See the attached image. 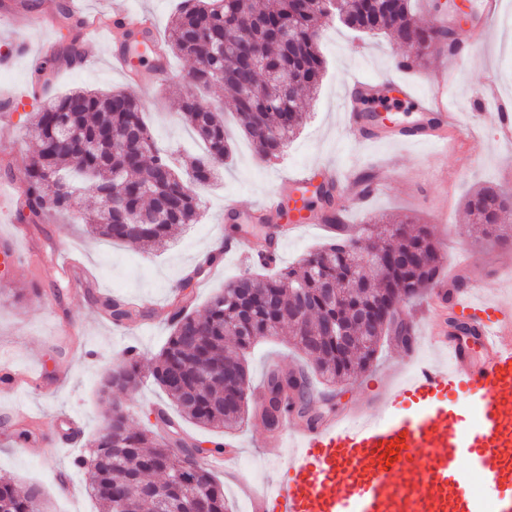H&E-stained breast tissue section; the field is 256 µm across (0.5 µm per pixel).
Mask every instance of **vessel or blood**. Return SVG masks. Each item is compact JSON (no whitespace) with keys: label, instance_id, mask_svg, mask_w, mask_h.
Returning <instances> with one entry per match:
<instances>
[{"label":"vessel or blood","instance_id":"1","mask_svg":"<svg viewBox=\"0 0 512 512\" xmlns=\"http://www.w3.org/2000/svg\"><path fill=\"white\" fill-rule=\"evenodd\" d=\"M112 27L149 45L156 83L168 81L171 65L151 14L126 11ZM111 61L126 79L138 76L141 62L127 41L113 40ZM429 79L428 95L417 99L422 119L390 127L363 109L376 84L346 79L341 108L348 128L366 142L459 146L465 136L448 109L446 78L436 69ZM483 291L438 284L433 307L448 308L469 335L452 338L444 327L428 332L444 360L412 356V373L380 387V412L352 408L310 426L287 414L279 479L261 488L240 481L253 512H512V302H480ZM474 342L481 358L472 356ZM460 389L470 395L462 413L448 399Z\"/></svg>","mask_w":512,"mask_h":512}]
</instances>
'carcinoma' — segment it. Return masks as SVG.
<instances>
[{
    "label": "carcinoma",
    "instance_id": "carcinoma-1",
    "mask_svg": "<svg viewBox=\"0 0 512 512\" xmlns=\"http://www.w3.org/2000/svg\"><path fill=\"white\" fill-rule=\"evenodd\" d=\"M328 14L327 0H180L177 15L167 32V48L198 64L192 76L197 88L221 87L234 99L239 125L254 139L259 153L276 159L302 126L305 112L300 93L319 87L323 60L318 25ZM342 23L355 31H383L394 39L416 44L418 53L451 50L461 37L457 25L445 29L415 24L411 0H348ZM250 35L262 63L247 70L231 63L224 45ZM184 118L206 146V157L191 170L181 171L167 151L160 148L143 120L142 102L124 92L95 94L79 91L55 98L33 113L28 133L34 140V156L17 195V215L28 224L44 223L48 213L68 215L82 191L79 179L100 201L97 213L84 216L91 231L105 239L153 243L165 248L174 232L198 223L200 201L195 188L208 185L215 167L231 157L224 133V115L201 105L188 91L179 100ZM489 192L481 188L465 207L481 234L504 248L512 247V194L499 195L495 210L482 207ZM313 197L325 219L336 221L340 194L323 182ZM405 217L394 224L367 228L370 249L392 250L409 258L406 268L376 266L363 254L358 241L343 232H330L328 240L309 252L295 266L278 274L248 272L225 285L201 313L193 311L195 289L214 266L204 260L191 275L182 278L168 301L171 332L164 347L148 364L138 351H127L123 365L107 373L102 388L121 393L136 390L143 381L142 367L164 391L181 417L212 431H231L248 417L250 396L236 401L227 394L224 379L199 377L203 368L223 367L250 388L245 353L260 340L277 336L284 325L293 328V345L311 362L312 370L292 373L270 369L264 379L261 405L254 416L270 430L280 427L283 414L296 410L306 417L312 408V377L335 385L366 369L377 357L382 340L392 334L399 304L419 296L437 279L443 257L430 230L399 234L398 225L412 224ZM342 288L345 306L338 309L323 290ZM115 324L145 318L150 312L122 298L96 299ZM370 302L388 304L371 324V338L343 355L326 337L325 325L336 319L361 336L354 313ZM112 428L94 440L97 461L78 456L74 465L86 470L90 493L106 512H113V498L136 492L134 512H161V502L140 489L147 477L162 474L169 484L168 512H181L189 496L199 494L208 512H228L224 488L213 472L199 462L195 446L182 440L173 453L165 426L175 421L156 412L155 430L128 424L124 407H112ZM0 506L4 512H45L42 494L35 487L0 481Z\"/></svg>",
    "mask_w": 512,
    "mask_h": 512
}]
</instances>
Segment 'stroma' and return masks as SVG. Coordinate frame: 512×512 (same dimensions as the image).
<instances>
[{
	"label": "stroma",
	"mask_w": 512,
	"mask_h": 512,
	"mask_svg": "<svg viewBox=\"0 0 512 512\" xmlns=\"http://www.w3.org/2000/svg\"><path fill=\"white\" fill-rule=\"evenodd\" d=\"M10 14L0 13V92L13 94L14 107L7 120L0 121V160L11 173L0 174V184L19 185L33 153L27 136L31 112L43 105L40 97L26 95L36 80L41 61L38 49L50 41L57 48L66 42L60 37L58 18L48 26L35 27L22 0H9ZM84 13L107 17L128 9L156 16L159 32H166L178 0H79ZM459 12L449 20L459 21L464 38L458 51L448 55V105L471 126L472 137L458 150L435 152L425 146L397 143L362 145L345 127L340 108L343 82L360 74L380 81V96L371 111L401 125L417 122L421 114L415 102L389 92L387 83L403 79L416 93L427 91L429 63L402 72L398 59L410 55L409 47L389 34H365L341 23L323 22L319 50L326 72L317 93L305 99L307 121L278 159L263 160L250 137L235 125L233 102L226 91L209 92L210 105L223 111L233 155L219 168V177L198 191L201 217L182 229L167 251L129 242H109L93 235L81 219L82 211L97 207L92 192H85L75 212L53 216L42 225L21 224L12 200L0 203V254L10 248L40 253L41 262L32 277H11L0 269V363L38 375L37 386L13 390L0 381V478L20 485L42 488L50 512H99L90 494L79 500L67 498L57 482L59 470H70L85 481L84 470L75 468L76 455L87 454L91 442L102 430L110 404L100 396L105 373L120 365L128 348H136L144 358L159 352L170 334L161 309L183 276V268L201 250L217 239L228 237L224 220L225 197H235L241 208L240 224H247L253 208L274 188L277 170H319L337 166L352 171L354 177L390 167L386 186L359 206L345 212V220L362 229L375 217L400 214L416 224L429 225L439 239L444 254L445 277H463L484 283V301L512 298V250L490 242L475 243L468 232L466 194L481 185H491L512 193V139H505L495 122L499 102L512 101V23L501 19L483 21L469 10L468 0H457ZM88 65L69 64L57 59L58 71L50 90L58 97L79 89L102 92L123 90L145 105V119L159 145L175 157L199 156L205 149L185 123L174 101L187 89L195 66L193 60L171 56L172 76L162 85L142 75L139 85H130L113 70L107 40L83 44ZM74 253L83 269L92 271L83 290H76V275L57 265L61 251ZM250 267L242 256H228L215 264L206 282L196 290V310L222 291L225 283ZM128 297L139 302L151 316L138 320L137 334L128 326H115L95 305L96 297ZM304 358L283 338L259 344L247 357L252 388L262 385L267 367L284 371L298 368ZM407 352L397 343L385 342L378 358L365 372L332 388L316 386V407L323 417L340 414L347 406L372 409L378 384L396 370L405 368ZM26 405L27 420L15 418V405ZM79 417L75 445L63 442L68 425L65 414ZM33 428L28 440L17 437L22 425ZM183 431L200 449L209 450L221 442L225 451L240 456L241 477L262 485L276 474L280 452L277 432L268 430L255 418L229 434H214L190 422Z\"/></svg>",
	"instance_id": "35a3bbf8"
}]
</instances>
